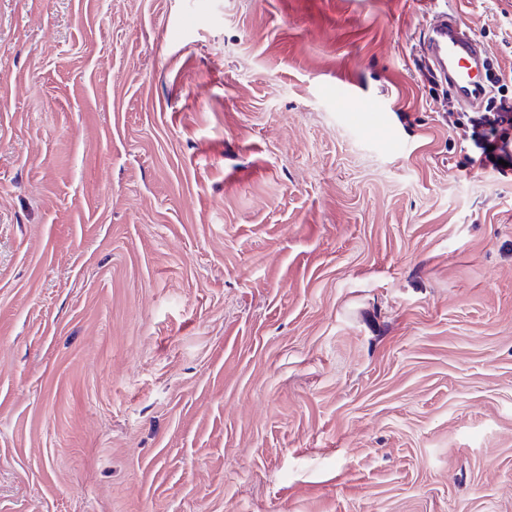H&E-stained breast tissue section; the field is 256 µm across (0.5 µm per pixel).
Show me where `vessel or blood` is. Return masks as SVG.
<instances>
[{"instance_id":"1","label":"vessel or blood","mask_w":512,"mask_h":512,"mask_svg":"<svg viewBox=\"0 0 512 512\" xmlns=\"http://www.w3.org/2000/svg\"><path fill=\"white\" fill-rule=\"evenodd\" d=\"M420 51L433 70L448 80L456 98L466 105L481 104L487 90L481 78L488 59L485 45L462 35L457 18L439 13L424 37Z\"/></svg>"}]
</instances>
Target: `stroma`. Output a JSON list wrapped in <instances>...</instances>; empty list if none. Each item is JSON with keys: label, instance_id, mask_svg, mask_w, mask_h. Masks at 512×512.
<instances>
[{"label": "stroma", "instance_id": "1", "mask_svg": "<svg viewBox=\"0 0 512 512\" xmlns=\"http://www.w3.org/2000/svg\"><path fill=\"white\" fill-rule=\"evenodd\" d=\"M442 10L512 76V0H0V512H512Z\"/></svg>", "mask_w": 512, "mask_h": 512}]
</instances>
